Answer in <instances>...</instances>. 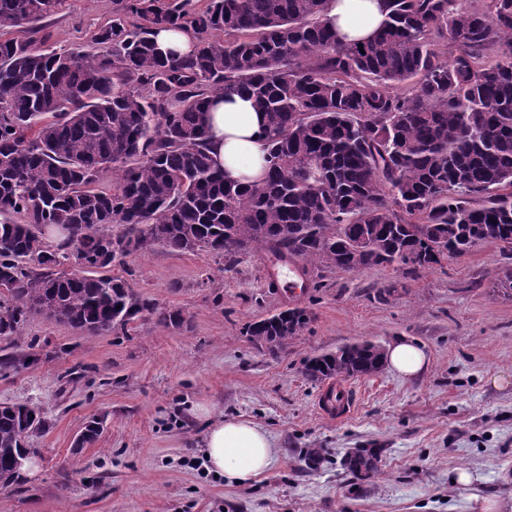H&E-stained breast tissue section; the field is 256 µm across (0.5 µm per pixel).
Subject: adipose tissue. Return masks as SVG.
<instances>
[{"label":"adipose tissue","instance_id":"1","mask_svg":"<svg viewBox=\"0 0 512 512\" xmlns=\"http://www.w3.org/2000/svg\"><path fill=\"white\" fill-rule=\"evenodd\" d=\"M385 14V0H331L328 12L339 36L357 42L371 38ZM209 125V153L225 180L244 185L260 180L268 144L264 117L252 100L244 95L212 98ZM385 357L393 371L408 378L423 374L429 363L420 345L403 338L389 345ZM204 445L206 470L231 483L256 480L269 470L276 456L270 434L240 418L210 421Z\"/></svg>","mask_w":512,"mask_h":512}]
</instances>
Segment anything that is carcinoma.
Segmentation results:
<instances>
[{
	"instance_id": "cac0c4a2",
	"label": "carcinoma",
	"mask_w": 512,
	"mask_h": 512,
	"mask_svg": "<svg viewBox=\"0 0 512 512\" xmlns=\"http://www.w3.org/2000/svg\"><path fill=\"white\" fill-rule=\"evenodd\" d=\"M188 2L125 0L143 23L112 20L90 50L0 36V336L33 315L92 336L144 313L180 325L181 311L108 274L157 246L226 265L261 249L320 272L406 275L489 243L512 256V0H386L361 44L338 38L329 0ZM57 6L0 0V25L25 32ZM183 25L196 51L162 54L154 30ZM214 94H245L265 114L261 181L226 182L215 168ZM59 225L73 241L46 244L39 227ZM72 245L88 267L61 271ZM310 322L295 305L244 333L284 350ZM383 365L366 341L309 358L305 374ZM46 427L41 408L0 404V485L23 481L29 439ZM377 458L360 449L344 466L369 471Z\"/></svg>"
}]
</instances>
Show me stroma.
Masks as SVG:
<instances>
[{
    "label": "stroma",
    "instance_id": "obj_1",
    "mask_svg": "<svg viewBox=\"0 0 512 512\" xmlns=\"http://www.w3.org/2000/svg\"><path fill=\"white\" fill-rule=\"evenodd\" d=\"M121 13L122 0H62L37 30L57 49L88 46ZM505 266L512 256L486 244L412 278L389 266L328 272L298 295L291 265L261 251L230 266L163 248L131 257L112 275L181 310L182 326L146 316L90 336L36 315L17 340L0 337V403L41 406L49 422L31 440L39 463L0 487V512H480L483 498L512 512V297L491 284ZM297 304L313 319L286 350L244 335ZM398 337L424 347V374L348 379L352 412L325 417L327 384L306 377V359ZM31 353L27 369L1 363ZM223 415L276 443L274 465L251 483L202 467L207 422ZM95 418L98 440L76 447ZM358 448L381 449L375 470L345 469ZM460 467L471 484H451Z\"/></svg>",
    "mask_w": 512,
    "mask_h": 512
}]
</instances>
